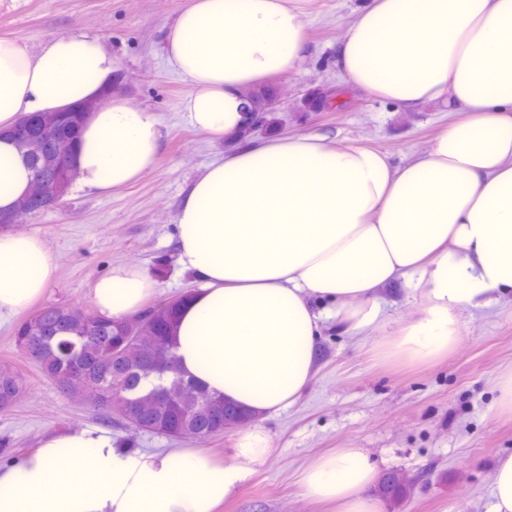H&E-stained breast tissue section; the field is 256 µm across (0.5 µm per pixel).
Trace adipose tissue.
I'll use <instances>...</instances> for the list:
<instances>
[{"label": "adipose tissue", "instance_id": "ef3b65f1", "mask_svg": "<svg viewBox=\"0 0 512 512\" xmlns=\"http://www.w3.org/2000/svg\"><path fill=\"white\" fill-rule=\"evenodd\" d=\"M312 0H188L164 34L168 67L188 86L183 118L229 145L177 214L179 262L200 283L174 336L180 373L251 411L225 462L202 448L134 452L82 428L46 437L0 466V512H217L275 454L264 418L295 404L316 373L324 321L356 339L386 327L380 289L401 284L419 314L385 342L413 360L447 354L464 313L512 294V0H368L336 49L344 82L414 111L452 118L422 153L395 163L327 133L238 144L249 91L303 64ZM115 73L98 37L63 34L30 48L0 37V212L32 172L8 131L28 113L99 98ZM164 129L114 95L79 136L78 185L115 193L153 169ZM34 234L0 233V322L56 278ZM146 270L114 265L92 288L103 317L136 313ZM375 466L360 448L319 456L305 495L336 512H379Z\"/></svg>", "mask_w": 512, "mask_h": 512}]
</instances>
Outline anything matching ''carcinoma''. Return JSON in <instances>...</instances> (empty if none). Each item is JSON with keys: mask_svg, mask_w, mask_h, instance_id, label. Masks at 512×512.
Listing matches in <instances>:
<instances>
[{"mask_svg": "<svg viewBox=\"0 0 512 512\" xmlns=\"http://www.w3.org/2000/svg\"><path fill=\"white\" fill-rule=\"evenodd\" d=\"M274 88L251 95L253 109L261 114V129L275 126L271 106ZM190 297L186 293L172 304L148 307L121 320L101 317L87 319L73 308L44 307L21 321L15 331V343L32 354L33 364L67 396H74L76 384L65 374V360L72 354L85 361L87 379L109 391L125 390L134 402L129 418L142 430L175 438L182 432L211 431L224 422L241 423L245 415L235 407H224V398L209 393L201 385L183 378L178 368L159 378L142 370L144 357L135 347V337L158 338L171 349V338L179 308ZM190 384L194 393L170 405L157 404L147 393L160 386L179 389ZM12 367L0 365V410L12 407L22 396Z\"/></svg>", "mask_w": 512, "mask_h": 512, "instance_id": "carcinoma-1", "label": "carcinoma"}]
</instances>
